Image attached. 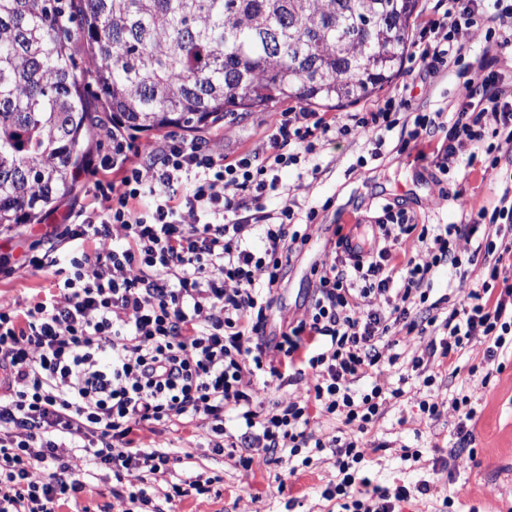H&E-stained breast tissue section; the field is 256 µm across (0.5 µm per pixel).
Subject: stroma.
I'll return each mask as SVG.
<instances>
[{"label":"stroma","instance_id":"35a3bbf8","mask_svg":"<svg viewBox=\"0 0 512 512\" xmlns=\"http://www.w3.org/2000/svg\"><path fill=\"white\" fill-rule=\"evenodd\" d=\"M466 40L464 60L438 73L421 70L417 47H409L399 74L388 87L355 104L326 110V118L346 121L349 115L366 112L401 89L411 102L410 112H441L444 129L451 126L465 84L473 77L486 45L484 29L470 28ZM298 107V102L288 101L262 112H238L220 125L195 133L194 138L229 160L261 152L281 113ZM444 129L419 148H401L396 128L385 133L381 145L358 134L321 142L310 156L301 153L299 144L290 145V152L299 154L300 161L281 170L287 191L271 195L267 204L272 209L290 204L304 210L312 207L317 217L309 228V241L282 273L268 331L280 333L288 323L305 318L316 282L313 269L333 259L336 229H343L370 251L378 243L376 221L384 206L406 211L419 225L478 222L479 209L494 208L503 189V172L490 167L484 151L473 156L459 152L444 174L426 158L418 160V152L427 156L445 145ZM314 163L321 170L313 177L306 170ZM83 195V184H76L68 200L42 223L0 234V253L12 255L19 264L14 274H0V305L44 295L51 280L49 271L25 268L21 262L30 243L62 224L72 202ZM478 224L473 238L457 240L459 258H468L478 241L495 231L488 223ZM469 271L463 282L453 270L440 267L431 280L428 303L412 312L416 321L442 317L461 307L470 289L484 280L481 264L471 265ZM492 345V339L483 336L473 339L453 366L436 368L435 382L428 388L416 377L402 379L399 368L385 362L358 382L361 390L374 382L404 390L369 425L366 437L378 449L360 465L373 485L390 491L400 485L411 489V497L398 504L397 512H441L447 497L454 502L450 512H512V351L492 358L488 355ZM495 362L502 363V373H491ZM431 395L440 402V413L433 418L420 409L421 400ZM465 395L476 410L473 420L466 423L455 406L456 398ZM462 425L471 433V442L461 443L458 428ZM307 431L327 444L309 466L284 451L246 471L208 448L205 426L141 429L138 437L144 445L165 450L178 460L172 469L152 476L153 503L158 512H336V503L322 496L337 475L336 451L329 443L337 437L355 436L356 429L316 408ZM199 473L216 477L210 493L192 490L172 497L173 485ZM80 477L86 488L63 512H102L112 499L111 471L84 463ZM425 482L430 485L429 493H416V486Z\"/></svg>","mask_w":512,"mask_h":512}]
</instances>
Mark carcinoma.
<instances>
[{"label":"carcinoma","mask_w":512,"mask_h":512,"mask_svg":"<svg viewBox=\"0 0 512 512\" xmlns=\"http://www.w3.org/2000/svg\"><path fill=\"white\" fill-rule=\"evenodd\" d=\"M418 0H0V233L72 190L92 132H196L400 71Z\"/></svg>","instance_id":"1"}]
</instances>
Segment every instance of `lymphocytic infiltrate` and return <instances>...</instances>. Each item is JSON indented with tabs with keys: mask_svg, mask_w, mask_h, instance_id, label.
I'll return each instance as SVG.
<instances>
[{
	"mask_svg": "<svg viewBox=\"0 0 512 512\" xmlns=\"http://www.w3.org/2000/svg\"><path fill=\"white\" fill-rule=\"evenodd\" d=\"M482 2L448 0L447 24L423 27L418 60L424 69L461 58L462 28L472 25ZM494 57L492 48L484 49L436 166L447 172L459 148H481L491 136L498 143L490 165H506L508 186L493 210L478 213L496 226L495 239L484 245L492 258L486 281L443 319L444 334L429 340L425 356L408 363L427 387L434 382L427 367L454 359L473 337L492 338L502 350L512 337V284L493 287L506 272L504 258L512 257V86H503ZM407 107L394 94L350 125L315 112H285L266 156L232 161L172 134L137 163L131 142L106 134V152L86 170L87 202L68 212L56 246L26 259L28 267L51 270L47 294L0 307V512H59L85 489L72 465L76 458L111 470L117 484L108 512H132L133 503H149L150 476L172 462L168 453L137 442L135 431L180 419L206 420L209 447L246 470L256 463L252 448L268 457L323 451L324 443L306 432L313 406L359 432L337 450L339 480L324 498L342 512H396L408 489L373 486L356 466L372 448L369 425L403 391L377 384L360 391L354 384L380 362L396 364L397 355H383V348L424 337L411 311L428 300L441 264L467 280L454 246L477 227L420 230L406 212L384 207L383 246L355 250L349 236L339 235L333 260L316 271L306 319L275 339L266 334L274 290L306 244L316 212L301 218L288 206L268 208L264 197L278 190L279 170L297 163L287 151L291 143H302L310 155L317 140L343 131L377 136L396 127L403 144L422 142L436 120L418 113L396 125L394 114ZM411 235L422 250L396 264ZM391 293L397 305L370 308L371 299ZM303 375V393L268 407L251 387L258 376L291 385ZM229 407L239 412L237 439L224 432Z\"/></svg>",
	"mask_w": 512,
	"mask_h": 512,
	"instance_id": "f902f5d3",
	"label": "lymphocytic infiltrate"
}]
</instances>
